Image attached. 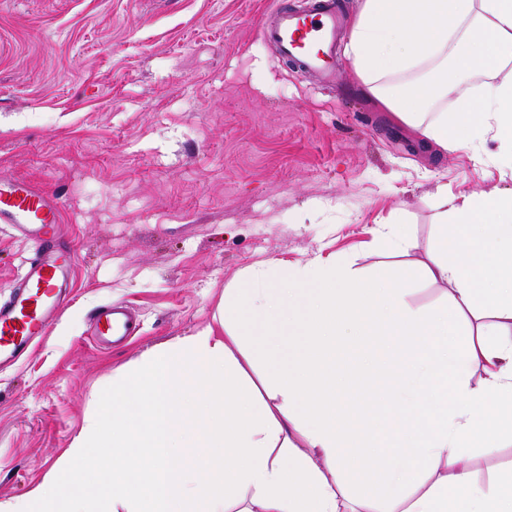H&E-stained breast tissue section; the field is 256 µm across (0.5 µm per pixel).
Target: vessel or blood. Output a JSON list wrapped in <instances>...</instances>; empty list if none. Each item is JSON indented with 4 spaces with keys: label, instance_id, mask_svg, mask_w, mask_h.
Returning <instances> with one entry per match:
<instances>
[{
    "label": "vessel or blood",
    "instance_id": "obj_1",
    "mask_svg": "<svg viewBox=\"0 0 512 512\" xmlns=\"http://www.w3.org/2000/svg\"><path fill=\"white\" fill-rule=\"evenodd\" d=\"M342 16L341 0H316L306 13L273 10L260 19L259 32L282 61L332 85ZM0 224L12 225L35 245L12 299L0 305L2 362L20 357L31 337L43 335L62 312L67 298L65 280L75 255L62 246L57 201L24 180L0 178ZM96 323L103 333L118 339L131 336L138 327L136 318L114 306L98 313Z\"/></svg>",
    "mask_w": 512,
    "mask_h": 512
}]
</instances>
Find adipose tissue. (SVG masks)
I'll return each mask as SVG.
<instances>
[{
  "instance_id": "obj_1",
  "label": "adipose tissue",
  "mask_w": 512,
  "mask_h": 512,
  "mask_svg": "<svg viewBox=\"0 0 512 512\" xmlns=\"http://www.w3.org/2000/svg\"><path fill=\"white\" fill-rule=\"evenodd\" d=\"M346 55L396 121L446 152L495 130L512 167V0H360ZM411 278L448 305L410 306ZM258 329L294 357L255 380ZM508 439L512 191L459 195L413 269L246 270L213 323L96 394L14 512H512V469L482 482L465 455Z\"/></svg>"
}]
</instances>
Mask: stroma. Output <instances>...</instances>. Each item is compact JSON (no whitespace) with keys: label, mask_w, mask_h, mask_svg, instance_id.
Returning a JSON list of instances; mask_svg holds the SVG:
<instances>
[{"label":"stroma","mask_w":512,"mask_h":512,"mask_svg":"<svg viewBox=\"0 0 512 512\" xmlns=\"http://www.w3.org/2000/svg\"><path fill=\"white\" fill-rule=\"evenodd\" d=\"M307 0H0V177L58 197L70 302L0 367V512L39 484L94 392L150 348L212 322L268 261L392 263L372 229L411 227L426 261L440 194L512 189L486 135L452 152L396 122L340 57L346 96L279 61L259 16ZM33 245L0 224V303ZM124 304L123 345L93 317Z\"/></svg>","instance_id":"obj_1"}]
</instances>
